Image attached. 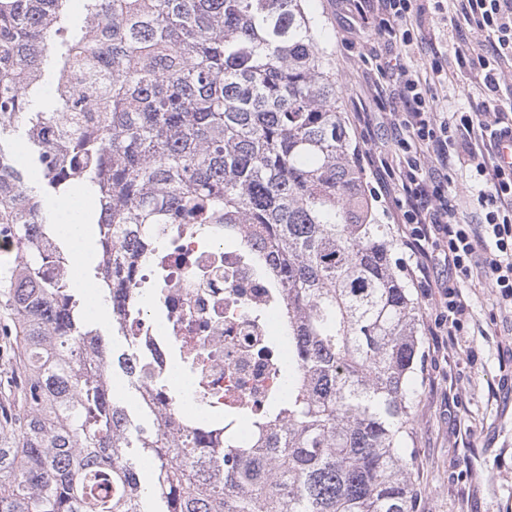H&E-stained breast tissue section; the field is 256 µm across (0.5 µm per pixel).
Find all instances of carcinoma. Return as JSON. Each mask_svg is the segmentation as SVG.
<instances>
[{"instance_id": "obj_1", "label": "carcinoma", "mask_w": 512, "mask_h": 512, "mask_svg": "<svg viewBox=\"0 0 512 512\" xmlns=\"http://www.w3.org/2000/svg\"><path fill=\"white\" fill-rule=\"evenodd\" d=\"M308 0H0V236L19 249L0 278L16 369L0 415V512H416L408 452L418 307L390 224L374 215L337 106L336 73ZM53 62V93L33 105ZM43 174L32 187L13 136ZM91 186L97 266L112 329L131 299L156 304L134 266L167 226L210 238L249 229L288 307V399L250 419L256 443L203 430L167 440L126 353L88 328L44 198ZM120 369L150 428L111 394ZM155 459L145 487L130 449ZM112 496L97 492L102 482Z\"/></svg>"}]
</instances>
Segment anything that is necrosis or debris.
<instances>
[{"instance_id": "necrosis-or-debris-1", "label": "necrosis or debris", "mask_w": 512, "mask_h": 512, "mask_svg": "<svg viewBox=\"0 0 512 512\" xmlns=\"http://www.w3.org/2000/svg\"><path fill=\"white\" fill-rule=\"evenodd\" d=\"M174 237L172 248L136 268L161 288L163 309L134 307L122 315L124 328L138 354L150 356V372L183 395L182 411L162 416V430L176 434L224 419L248 443L241 410L262 411L286 385L263 354L270 342L288 341L282 313L266 309L276 290L256 275L249 252L225 245L223 236L204 242L178 224Z\"/></svg>"}]
</instances>
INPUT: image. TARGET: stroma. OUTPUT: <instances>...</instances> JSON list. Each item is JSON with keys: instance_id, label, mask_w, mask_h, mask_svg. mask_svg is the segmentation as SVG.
<instances>
[{"instance_id": "1", "label": "stroma", "mask_w": 512, "mask_h": 512, "mask_svg": "<svg viewBox=\"0 0 512 512\" xmlns=\"http://www.w3.org/2000/svg\"><path fill=\"white\" fill-rule=\"evenodd\" d=\"M376 0H311L319 18L320 42L330 54L339 85L338 105L360 153L390 156V130L375 128L364 136L357 115L376 112L378 105L398 101L394 71L380 84L381 102L361 89L363 75L387 66L396 55L420 71H428L434 53H442L448 79L434 85L441 111L466 112L481 98L477 85L453 77L454 49L480 37L468 26L452 27L434 9L414 20V43L400 47L380 36ZM476 141L471 151L456 149L452 157L448 202L460 221L479 223L481 211L470 197L473 184L470 152H483ZM485 254L473 258V277L460 292L468 310L460 335L449 336L441 321L448 310L446 291L407 283L418 303L420 360L411 383L419 396L415 431L409 447L419 472L417 512H512V307L481 279Z\"/></svg>"}]
</instances>
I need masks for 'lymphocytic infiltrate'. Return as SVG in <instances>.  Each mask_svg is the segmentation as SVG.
Instances as JSON below:
<instances>
[{
	"mask_svg": "<svg viewBox=\"0 0 512 512\" xmlns=\"http://www.w3.org/2000/svg\"><path fill=\"white\" fill-rule=\"evenodd\" d=\"M439 14L450 23L465 21L490 46L480 52L461 45L455 49L460 69L480 71L486 96L473 111L438 117V98L428 80L412 66L396 67L400 110L383 111L379 124L396 133L397 152L384 163L386 196L398 223L407 227L403 243L420 274V285L430 286V246L444 243L448 269L459 278L472 275V259L484 251V277L500 298L512 302V167H504L494 146L502 135L512 133V120L490 116L497 107L503 62H512V0H433ZM382 13L379 31L409 46L414 31L411 20L418 0H378ZM480 134L493 149L472 158L478 187L477 202L484 212L480 227L460 223L448 205V182L434 175L448 168L453 135Z\"/></svg>",
	"mask_w": 512,
	"mask_h": 512,
	"instance_id": "1",
	"label": "lymphocytic infiltrate"
}]
</instances>
